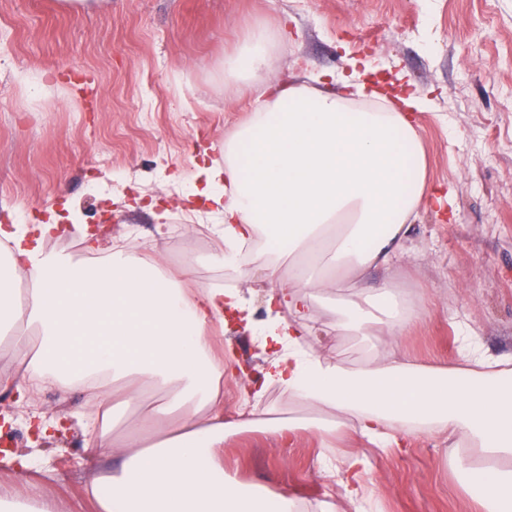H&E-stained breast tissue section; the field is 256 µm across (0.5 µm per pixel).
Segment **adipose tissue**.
Returning <instances> with one entry per match:
<instances>
[{
	"mask_svg": "<svg viewBox=\"0 0 512 512\" xmlns=\"http://www.w3.org/2000/svg\"><path fill=\"white\" fill-rule=\"evenodd\" d=\"M272 41L258 30L230 58L226 76L265 69ZM334 93L306 83L275 87L265 106L224 140V161L205 170L203 189L222 214L218 261L265 287L267 307L287 308L260 328L270 352L266 382L284 389L305 417L269 419L253 408L240 427L275 435L356 428L382 448L399 433L450 443L458 477L483 512H512V364L464 337L463 365L430 367L371 353L356 367L308 344L310 309L335 297L340 337L395 330L414 314L370 268L388 267L428 193L420 136L407 111L416 98L378 107L380 89L342 77ZM60 224L18 232L0 228V337L16 369L0 372V391L28 401L47 388L89 392L84 450L106 462L89 489L100 512H297L288 494L268 496L225 475L219 450L229 424L221 410L223 359L211 353L210 325L225 311L250 321L233 288L184 289L187 272L166 273L134 246L90 245L77 264L44 252ZM32 283L20 298L15 279ZM160 397L122 440L112 436V397L125 404L152 388ZM111 494H99L101 486Z\"/></svg>",
	"mask_w": 512,
	"mask_h": 512,
	"instance_id": "1",
	"label": "adipose tissue"
}]
</instances>
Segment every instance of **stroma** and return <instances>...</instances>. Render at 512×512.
Returning a JSON list of instances; mask_svg holds the SVG:
<instances>
[{
    "instance_id": "obj_1",
    "label": "stroma",
    "mask_w": 512,
    "mask_h": 512,
    "mask_svg": "<svg viewBox=\"0 0 512 512\" xmlns=\"http://www.w3.org/2000/svg\"><path fill=\"white\" fill-rule=\"evenodd\" d=\"M257 29L274 38L269 67L226 81V61ZM365 60L374 69L363 81L419 98L427 181L448 195L444 208L420 207L390 269L365 274L371 284L392 279L417 312L397 331L400 353L445 366L459 360L460 337L472 336L489 355L511 358L512 0H100L77 13L60 0H0V225L58 213L63 240L80 244L68 254L74 262L89 256L85 234L102 229L106 242L133 244L144 259L191 267L194 281L230 277L213 261L222 239L191 242V227L218 221L183 201L199 163L223 162L225 137L265 103L258 87L308 73L332 89ZM148 91L157 106L144 123ZM232 279L254 325H211L234 368L223 378L224 419L239 420L258 390L263 408L286 414L258 347L264 300L251 280ZM86 408L82 391L46 389L22 407L0 398L14 444L33 449L24 474L0 467V497L20 488L59 512H98L86 494L99 467L83 450ZM35 411L62 414L65 434L34 445ZM448 453L423 434L399 453L349 429L301 430L288 442L257 427L229 431L221 450L226 474L288 494L300 512H355L341 481L357 457L374 490L366 512H482Z\"/></svg>"
}]
</instances>
